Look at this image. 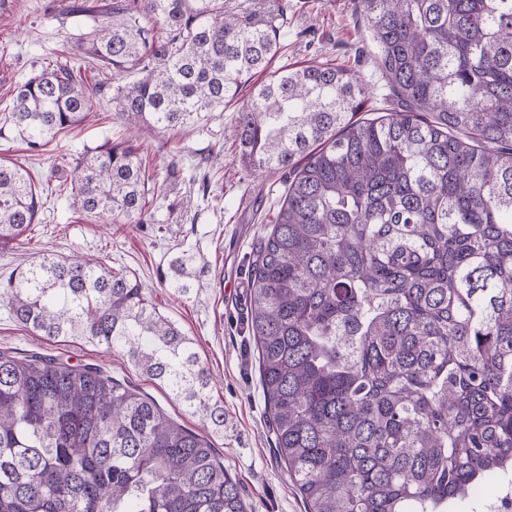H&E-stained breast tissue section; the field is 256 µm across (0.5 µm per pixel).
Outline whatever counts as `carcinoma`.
<instances>
[{"instance_id":"carcinoma-1","label":"carcinoma","mask_w":512,"mask_h":512,"mask_svg":"<svg viewBox=\"0 0 512 512\" xmlns=\"http://www.w3.org/2000/svg\"><path fill=\"white\" fill-rule=\"evenodd\" d=\"M361 3L401 111L360 118V77L286 64L237 112L240 162L288 172L252 261L249 333L276 455L308 512H466L512 475V0ZM67 12L107 81L56 57L16 86L0 136L33 152L83 123L103 87L129 129H174L237 99L281 52L284 23L224 0ZM73 161L75 212L145 223L160 173L133 138ZM53 192L1 160L0 245L22 241ZM171 270L188 294L193 257ZM0 298L38 336L123 352L224 430L195 343L135 275L46 253ZM0 512L247 506L210 444L152 399L93 364L0 353Z\"/></svg>"}]
</instances>
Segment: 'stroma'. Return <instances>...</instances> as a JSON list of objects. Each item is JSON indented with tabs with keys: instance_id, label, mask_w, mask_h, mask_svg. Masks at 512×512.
<instances>
[{
	"instance_id": "stroma-1",
	"label": "stroma",
	"mask_w": 512,
	"mask_h": 512,
	"mask_svg": "<svg viewBox=\"0 0 512 512\" xmlns=\"http://www.w3.org/2000/svg\"><path fill=\"white\" fill-rule=\"evenodd\" d=\"M61 0H0V112L15 86L53 56L80 67L88 84L102 75L71 42L76 17L60 13ZM227 10L263 19L285 9L286 26L277 64L332 63L367 83L376 73L360 0H225ZM238 103L208 112L191 127L152 132L138 146L162 181L149 207L152 224L86 221L67 196H49L29 244L0 248V282L39 260L41 251L84 256L133 273L160 310L191 337L211 375L212 395L224 407L222 432H207L170 395L120 351L84 339L48 341L17 324L0 302V352L22 358L32 352L72 364L98 365L107 375L144 396L185 428L205 432L225 469L238 482L250 512H306L305 503L276 457L268 414L258 389V361L247 327L252 251L270 230L269 216L284 190L280 172L257 174L239 160L235 118ZM111 91L97 96L94 111L62 134L43 155L26 151L20 139H0V158L26 167L33 177L67 184L75 177L71 157L105 138L126 136ZM193 253L200 278L188 296L164 282L169 261Z\"/></svg>"
}]
</instances>
